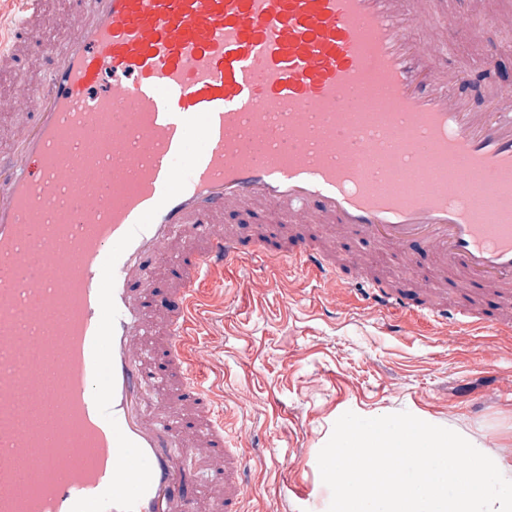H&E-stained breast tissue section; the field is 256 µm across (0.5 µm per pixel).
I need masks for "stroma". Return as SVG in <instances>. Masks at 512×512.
<instances>
[{"instance_id":"1","label":"stroma","mask_w":512,"mask_h":512,"mask_svg":"<svg viewBox=\"0 0 512 512\" xmlns=\"http://www.w3.org/2000/svg\"><path fill=\"white\" fill-rule=\"evenodd\" d=\"M472 2L441 0L439 7L472 12ZM509 10L512 0H500L497 10L472 12L474 34L450 37L449 60L490 57L499 72H512V28L497 18ZM52 50L48 32L31 44L28 59L0 71V99L37 80L28 60ZM231 228L276 247L303 236L331 241L338 255L391 273L403 292L431 268L425 255L409 265L402 254L333 226L256 224L244 214ZM196 292L200 316L188 329V355L237 436L248 468L244 512H328L331 491L318 454L348 411L364 418L406 411L464 431L506 462L512 480V334L478 328L462 335L424 305L411 314L374 312L364 291L325 290L303 270L273 274L257 253L203 273Z\"/></svg>"}]
</instances>
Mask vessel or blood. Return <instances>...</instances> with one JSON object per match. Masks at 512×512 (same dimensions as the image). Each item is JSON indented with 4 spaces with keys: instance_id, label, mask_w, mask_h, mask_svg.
Segmentation results:
<instances>
[{
    "instance_id": "b4317fda",
    "label": "vessel or blood",
    "mask_w": 512,
    "mask_h": 512,
    "mask_svg": "<svg viewBox=\"0 0 512 512\" xmlns=\"http://www.w3.org/2000/svg\"><path fill=\"white\" fill-rule=\"evenodd\" d=\"M435 3L80 0L62 23L25 0L0 59L48 30L55 46L44 79L17 86L21 118L0 143V512H241L246 467L187 356L197 280L247 251L332 288L341 270L361 283L370 271L337 269L310 239L242 242L225 215L335 224L512 298V225L448 200L454 181L474 180L512 211V84L485 106L472 91L491 62L442 64L473 18ZM387 166L427 168L431 191L408 204L372 190ZM57 224L81 245L67 284L20 264L55 247ZM435 291L419 277L371 305L410 310ZM50 370L77 418L56 435L89 458L37 447L18 425L47 402ZM193 457L216 487L199 488Z\"/></svg>"
}]
</instances>
